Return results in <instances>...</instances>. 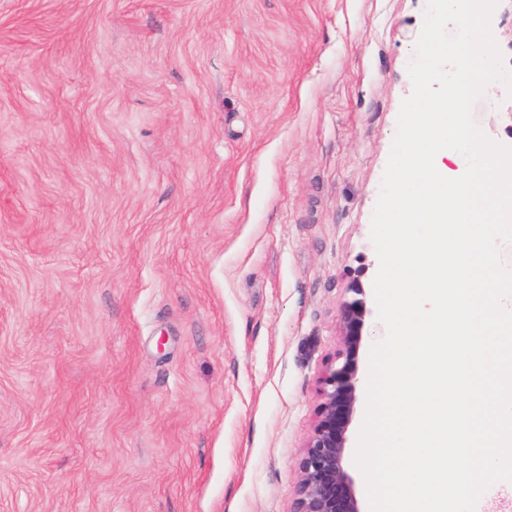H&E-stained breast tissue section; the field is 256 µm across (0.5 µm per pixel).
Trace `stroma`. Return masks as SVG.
I'll return each mask as SVG.
<instances>
[{
    "instance_id": "stroma-1",
    "label": "stroma",
    "mask_w": 512,
    "mask_h": 512,
    "mask_svg": "<svg viewBox=\"0 0 512 512\" xmlns=\"http://www.w3.org/2000/svg\"><path fill=\"white\" fill-rule=\"evenodd\" d=\"M425 9L0 0V512H291Z\"/></svg>"
}]
</instances>
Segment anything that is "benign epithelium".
<instances>
[{"instance_id": "obj_1", "label": "benign epithelium", "mask_w": 512, "mask_h": 512, "mask_svg": "<svg viewBox=\"0 0 512 512\" xmlns=\"http://www.w3.org/2000/svg\"><path fill=\"white\" fill-rule=\"evenodd\" d=\"M341 312V348L320 379V403L299 463L297 497L291 512H363L346 466L359 397L358 354L368 314L360 280Z\"/></svg>"}]
</instances>
